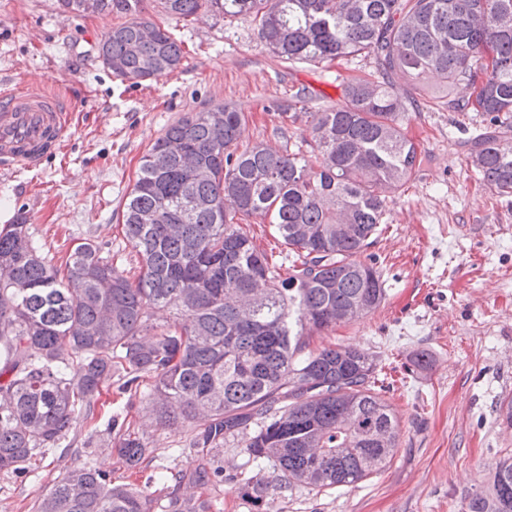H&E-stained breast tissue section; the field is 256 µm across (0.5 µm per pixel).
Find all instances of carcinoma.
Segmentation results:
<instances>
[{"label": "carcinoma", "instance_id": "obj_1", "mask_svg": "<svg viewBox=\"0 0 512 512\" xmlns=\"http://www.w3.org/2000/svg\"><path fill=\"white\" fill-rule=\"evenodd\" d=\"M143 0H96L123 14L98 54L138 84L179 69L182 44L142 16ZM192 17L201 8L250 16L278 58L325 63L364 55L379 80L343 82L342 102L305 120L310 156L263 143L240 147L245 115L217 105L182 116L143 156L122 210L137 256L131 279L112 255L80 238L60 263L26 224L0 229V472L28 471L77 425L94 418L103 392L145 395L157 423L193 433L201 451L232 439L257 466L244 495L262 506L291 483L354 485L394 457L400 424L377 389V357L310 338L358 321L386 296L380 273L360 260L388 194L421 165L404 128L407 100L390 76L420 89L431 77L450 112H479L512 130V0H159ZM507 137L471 139L473 172L512 197ZM268 221L286 248L259 250L241 222ZM170 313L164 324L150 310ZM116 449L133 471L149 448L112 417ZM209 461L173 475L203 487L222 478ZM35 512H147L143 492L85 464L69 469ZM168 512H210L201 495L169 498ZM466 512H512V457Z\"/></svg>", "mask_w": 512, "mask_h": 512}]
</instances>
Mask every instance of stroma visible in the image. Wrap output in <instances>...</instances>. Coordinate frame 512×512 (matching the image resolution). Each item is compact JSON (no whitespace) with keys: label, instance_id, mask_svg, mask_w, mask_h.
I'll use <instances>...</instances> for the list:
<instances>
[{"label":"stroma","instance_id":"35a3bbf8","mask_svg":"<svg viewBox=\"0 0 512 512\" xmlns=\"http://www.w3.org/2000/svg\"><path fill=\"white\" fill-rule=\"evenodd\" d=\"M54 0H0V90L40 87L69 114L63 142L35 168L0 174V226L24 220L47 247L88 237L125 267L133 253L121 209L141 159L171 123L189 112L228 104L248 121L242 143L296 150L309 139L293 112H318L342 98L351 77L374 78L371 58L319 65L275 57L249 17L231 20L207 10L183 20L143 0L145 17L181 41L184 55L170 77L140 84L103 66L96 46L119 15L77 16ZM394 87L413 103L408 135L423 162L392 194L373 242L362 253L374 264L386 299L360 321L313 337L312 347L349 346L380 358L384 399L400 421L390 464L348 487L299 485L269 492L268 512H464L497 462L512 456V427L499 413L512 401V197L497 196L468 165V137L481 118L435 105L407 77ZM428 350L427 369L414 363ZM128 416L149 454L140 473L127 470L110 436L113 415ZM96 447L51 449L26 475L0 472V512H34L55 480L81 463L114 483L144 490L150 512H165V469L195 471L191 434L152 422L141 396L107 394L77 440ZM224 469L210 486L212 512H258L243 494L254 465L235 443L216 450Z\"/></svg>","mask_w":512,"mask_h":512}]
</instances>
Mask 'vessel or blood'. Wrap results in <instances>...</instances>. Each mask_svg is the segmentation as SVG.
I'll return each mask as SVG.
<instances>
[{"instance_id": "obj_1", "label": "vessel or blood", "mask_w": 512, "mask_h": 512, "mask_svg": "<svg viewBox=\"0 0 512 512\" xmlns=\"http://www.w3.org/2000/svg\"><path fill=\"white\" fill-rule=\"evenodd\" d=\"M65 107L52 96L27 89L0 93V173L30 169L60 144Z\"/></svg>"}]
</instances>
